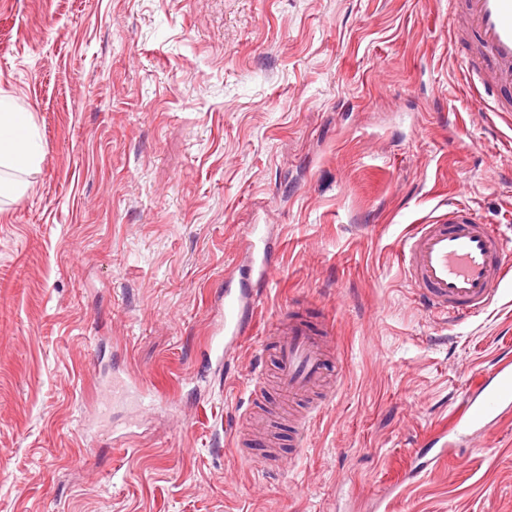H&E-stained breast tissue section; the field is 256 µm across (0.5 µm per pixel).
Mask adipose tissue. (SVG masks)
Returning a JSON list of instances; mask_svg holds the SVG:
<instances>
[{"instance_id": "ef3b65f1", "label": "adipose tissue", "mask_w": 512, "mask_h": 512, "mask_svg": "<svg viewBox=\"0 0 512 512\" xmlns=\"http://www.w3.org/2000/svg\"><path fill=\"white\" fill-rule=\"evenodd\" d=\"M32 115L0 97V199H20L41 162Z\"/></svg>"}]
</instances>
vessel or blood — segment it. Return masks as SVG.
Listing matches in <instances>:
<instances>
[{"instance_id":"b4317fda","label":"vessel or blood","mask_w":512,"mask_h":512,"mask_svg":"<svg viewBox=\"0 0 512 512\" xmlns=\"http://www.w3.org/2000/svg\"><path fill=\"white\" fill-rule=\"evenodd\" d=\"M457 25L454 39L472 37L470 65L481 73V80L467 78L471 95H483L490 111L497 116L512 115V0H449ZM271 243L259 228H252L245 256L224 271V313L212 329L219 365H227L247 337L260 300L259 287L271 275ZM399 259L404 276L410 281L419 303L445 323L456 325L477 316L493 303L505 279L506 255L498 225L482 221L469 208L449 205L428 223L416 225L403 241ZM329 328H315L293 314H280L273 344L278 367L277 379L282 401L310 399V411L297 418L296 440H304L318 410L315 395L328 377L330 355L334 350L327 337ZM265 391L262 373H254L250 384L252 406L236 418L229 429L231 446L240 460L254 464L250 451L266 449L264 469L276 473L278 454L272 453V440L262 425L258 408ZM136 403L141 409L158 400L143 376H113L97 413L106 415L110 406ZM512 416V362L503 360L475 392L465 394L454 410L449 428L450 446H459L467 431L492 432L497 423Z\"/></svg>"}]
</instances>
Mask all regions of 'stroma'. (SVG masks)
<instances>
[{"label": "stroma", "mask_w": 512, "mask_h": 512, "mask_svg": "<svg viewBox=\"0 0 512 512\" xmlns=\"http://www.w3.org/2000/svg\"><path fill=\"white\" fill-rule=\"evenodd\" d=\"M448 22V0H0V95L42 158L0 203V512H512V419L427 446L512 361V280L451 327L399 263L451 202L512 254V126L466 94ZM253 224L274 272L226 374L207 343ZM293 307L330 321L341 379L270 475L225 422ZM126 368L175 404L117 447L130 411L96 401Z\"/></svg>", "instance_id": "35a3bbf8"}]
</instances>
